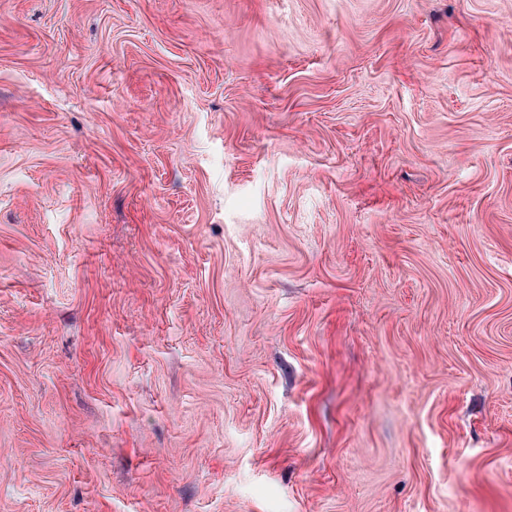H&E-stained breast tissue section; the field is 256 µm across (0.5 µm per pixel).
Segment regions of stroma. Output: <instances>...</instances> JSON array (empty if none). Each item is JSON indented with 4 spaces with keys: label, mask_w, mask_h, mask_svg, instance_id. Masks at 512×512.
<instances>
[{
    "label": "stroma",
    "mask_w": 512,
    "mask_h": 512,
    "mask_svg": "<svg viewBox=\"0 0 512 512\" xmlns=\"http://www.w3.org/2000/svg\"><path fill=\"white\" fill-rule=\"evenodd\" d=\"M0 512H512V0H0Z\"/></svg>",
    "instance_id": "obj_1"
}]
</instances>
